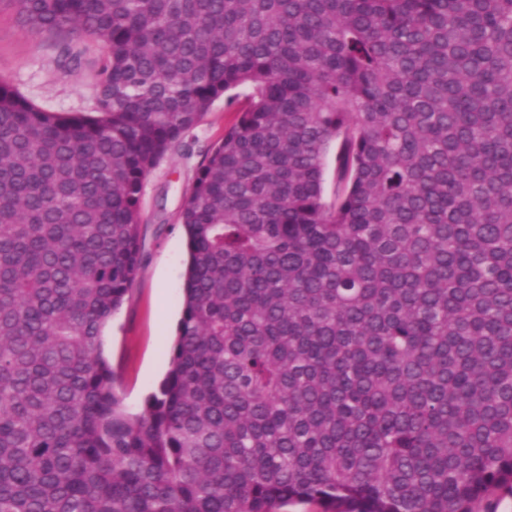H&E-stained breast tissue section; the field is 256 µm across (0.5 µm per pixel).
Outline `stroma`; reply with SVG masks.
Wrapping results in <instances>:
<instances>
[{
  "instance_id": "1",
  "label": "stroma",
  "mask_w": 512,
  "mask_h": 512,
  "mask_svg": "<svg viewBox=\"0 0 512 512\" xmlns=\"http://www.w3.org/2000/svg\"><path fill=\"white\" fill-rule=\"evenodd\" d=\"M97 41L67 53L56 37L35 38L10 0H0V79L38 106L72 114L94 105ZM235 119L216 102L204 120L147 175L141 203V264L121 310L104 331L105 353L120 372L126 408L141 412L169 367L181 314L184 230L179 215L196 168Z\"/></svg>"
}]
</instances>
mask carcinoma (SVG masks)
I'll list each match as a JSON object with an SVG mask.
<instances>
[{
  "label": "carcinoma",
  "mask_w": 512,
  "mask_h": 512,
  "mask_svg": "<svg viewBox=\"0 0 512 512\" xmlns=\"http://www.w3.org/2000/svg\"><path fill=\"white\" fill-rule=\"evenodd\" d=\"M10 2L101 62L87 113L0 79V512L512 490V0ZM221 98L169 369L131 413L104 329L144 181Z\"/></svg>",
  "instance_id": "cac0c4a2"
}]
</instances>
